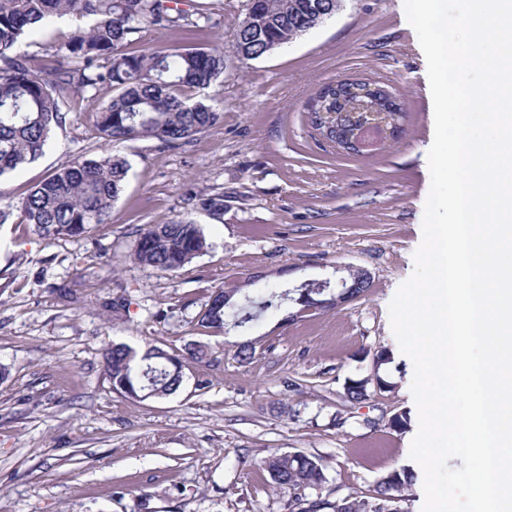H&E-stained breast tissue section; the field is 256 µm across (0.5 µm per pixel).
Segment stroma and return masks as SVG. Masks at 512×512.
<instances>
[{
	"label": "stroma",
	"instance_id": "35a3bbf8",
	"mask_svg": "<svg viewBox=\"0 0 512 512\" xmlns=\"http://www.w3.org/2000/svg\"><path fill=\"white\" fill-rule=\"evenodd\" d=\"M202 3L218 27H149L131 48L222 47L227 67L203 92L222 123L178 148L123 144L130 170L112 221L80 239L0 225V512H288V490L260 467L270 454L318 457L330 500L411 465L413 366L389 305L414 271L433 142L418 36L400 0H344L288 44L240 60L231 50L246 0ZM346 77L383 82L407 114L375 154L345 155L308 121L320 86ZM64 110L43 156L0 178L1 191L21 198L70 158L100 155L92 105L73 94ZM217 194L223 210H203ZM181 218L201 225L203 254L174 273L134 260L145 225ZM344 266L368 270L371 286L337 309L286 300L223 335L197 326L214 289L255 297ZM251 273L258 281L243 285ZM118 343L140 354L197 343L206 360L188 364L175 394L136 401L103 369V349ZM381 350L388 391L372 382ZM363 378L367 398L348 402L346 382ZM397 414L400 430L389 425Z\"/></svg>",
	"mask_w": 512,
	"mask_h": 512
}]
</instances>
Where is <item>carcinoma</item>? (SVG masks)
<instances>
[{
	"mask_svg": "<svg viewBox=\"0 0 512 512\" xmlns=\"http://www.w3.org/2000/svg\"><path fill=\"white\" fill-rule=\"evenodd\" d=\"M260 11L259 21L238 23V49L246 59L260 58L315 27L336 7V0H247ZM86 18L58 49L59 59L35 67L18 51L23 39L43 29L53 18ZM213 13L197 5L193 11L172 9L166 0H0V177L42 156L54 128L66 123L63 98L74 91L94 106V128L104 144L96 158L77 157L34 185L19 201L0 192V224L17 221L42 238H79L92 226L112 222V208L128 173V163L116 147L130 141H156L164 146L186 145L220 123L224 113L192 97L224 74V52L218 47L156 45L144 51L127 49L132 37L147 26L212 28ZM373 83L356 80L340 88L326 84L316 101L336 113L340 137L353 133L354 106L372 95ZM103 89L113 91L100 100ZM206 248L199 224L181 219L149 224L139 238L134 259L161 272L182 269ZM324 289L314 283L272 291L233 305V325L245 328L285 300L311 307ZM112 390L121 394L164 398L177 392L184 369L175 355L153 347L143 355L125 344L102 353ZM368 395V383L350 380L345 396L358 402ZM264 467L273 481L299 502L325 482L319 458L306 454H272ZM413 475L402 469L378 480L367 495L348 494L327 501L335 512H387L386 505L403 499Z\"/></svg>",
	"mask_w": 512,
	"mask_h": 512,
	"instance_id": "obj_1",
	"label": "carcinoma"
}]
</instances>
